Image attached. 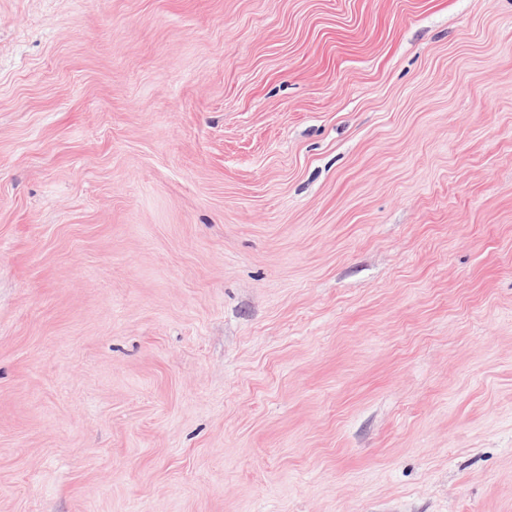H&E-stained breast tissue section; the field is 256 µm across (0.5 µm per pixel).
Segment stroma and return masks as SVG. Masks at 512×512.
<instances>
[{"label": "stroma", "instance_id": "35a3bbf8", "mask_svg": "<svg viewBox=\"0 0 512 512\" xmlns=\"http://www.w3.org/2000/svg\"><path fill=\"white\" fill-rule=\"evenodd\" d=\"M0 512H512V0H0Z\"/></svg>", "mask_w": 512, "mask_h": 512}]
</instances>
